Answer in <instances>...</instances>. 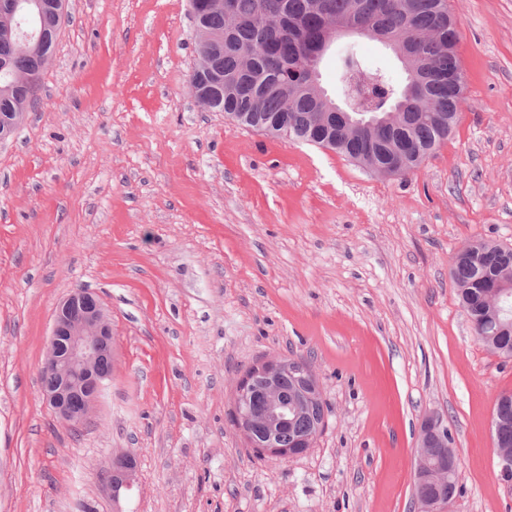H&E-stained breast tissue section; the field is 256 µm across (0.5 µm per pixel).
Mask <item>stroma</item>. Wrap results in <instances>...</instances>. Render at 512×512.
<instances>
[{
    "label": "stroma",
    "mask_w": 512,
    "mask_h": 512,
    "mask_svg": "<svg viewBox=\"0 0 512 512\" xmlns=\"http://www.w3.org/2000/svg\"><path fill=\"white\" fill-rule=\"evenodd\" d=\"M448 10L457 129L386 177L200 106L189 0H67L41 104L0 143V512H413L430 415L460 459L449 512H512L491 435L512 359L477 340L449 264L476 237L512 247V0ZM81 287L112 376L72 428L39 372ZM274 357L306 360L329 406L290 460L230 421ZM130 456L118 459L109 471V482L114 488L130 487L133 479V467H131ZM113 479V482H112Z\"/></svg>",
    "instance_id": "obj_1"
}]
</instances>
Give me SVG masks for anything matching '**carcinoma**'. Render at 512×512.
<instances>
[{
  "instance_id": "1",
  "label": "carcinoma",
  "mask_w": 512,
  "mask_h": 512,
  "mask_svg": "<svg viewBox=\"0 0 512 512\" xmlns=\"http://www.w3.org/2000/svg\"><path fill=\"white\" fill-rule=\"evenodd\" d=\"M10 0H0V61L7 60L10 68L0 70V123L12 112H27L37 103L28 92L15 89L21 73L43 72L40 57L21 48L15 22L8 17ZM236 10L231 22L224 13L211 11L203 15L202 23L216 39L208 65L196 64L189 88L214 89V112H246L248 125L267 127L282 114L296 115L293 141L305 143L311 138L305 120L319 112L318 104L302 85L295 73L298 53L311 49L334 18L346 19L356 25L372 22L384 33L403 35L417 45L432 64V75L424 87L406 82L397 89L388 72L369 65L356 55L343 61V69L353 66L376 77L374 92L385 99L384 107H391L404 94L418 98L421 106L415 109L417 117L394 137L402 138L420 148L429 156L448 138L456 125L462 99L448 83V69L459 61V37L454 30V18L446 0H360V9H354V0H323L319 13L311 11V0H235ZM336 153L354 160L362 144L351 135L336 132ZM472 250L452 271L460 302H469L466 309L479 341L491 352L503 347L512 348V333L505 332L486 340L481 333L492 331L485 309L478 303V294L484 288L482 277L485 253L497 247L492 241H471Z\"/></svg>"
}]
</instances>
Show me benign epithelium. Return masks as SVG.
Wrapping results in <instances>:
<instances>
[{
	"label": "benign epithelium",
	"mask_w": 512,
	"mask_h": 512,
	"mask_svg": "<svg viewBox=\"0 0 512 512\" xmlns=\"http://www.w3.org/2000/svg\"><path fill=\"white\" fill-rule=\"evenodd\" d=\"M328 45L329 40H322L317 49L300 60V67L324 109L357 128L373 131L389 126L398 113L379 111L366 104L370 98L369 84L355 72L349 74L342 103L326 95L319 77ZM394 53L409 78L416 82L425 80L412 51L396 49ZM40 370L54 377L52 385L42 387V394L59 420L67 425L82 424L99 402L112 375L111 322L95 293L79 288L61 303ZM286 374H298L302 379L299 396L291 401L283 396L280 386ZM322 401L321 383L306 361L271 358L253 366L236 384L235 425L249 447L261 456L276 460L299 457L311 449L324 429L325 419L313 422L308 436L295 448L282 445L280 431ZM507 403L508 398L504 397L495 404L492 437L500 477L512 484V449L503 436L504 421L500 413L501 406ZM453 445L452 432L442 420L433 416L424 419L413 465L416 512H448L456 495L455 476L460 463ZM109 476L115 488L131 486L133 467L129 457L118 459Z\"/></svg>",
	"instance_id": "obj_1"
}]
</instances>
